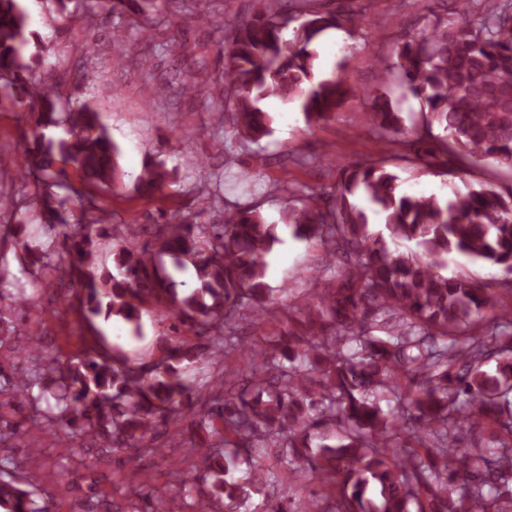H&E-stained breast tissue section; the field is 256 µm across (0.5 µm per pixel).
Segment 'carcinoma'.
Wrapping results in <instances>:
<instances>
[{
	"instance_id": "carcinoma-1",
	"label": "carcinoma",
	"mask_w": 512,
	"mask_h": 512,
	"mask_svg": "<svg viewBox=\"0 0 512 512\" xmlns=\"http://www.w3.org/2000/svg\"><path fill=\"white\" fill-rule=\"evenodd\" d=\"M202 0H97L115 29L145 24L168 6ZM430 8L429 27L401 29L381 80L398 83L419 102L420 120L406 127L387 92L371 98L366 120L402 145V160L429 168L464 170L479 160L497 164L511 185L478 184L444 201L402 192L387 159L373 155L341 170L332 204L311 194L281 215L302 239L325 252L316 287L299 303L277 301L265 281L266 256L278 241L276 225L256 209L202 224L211 207L190 205L155 225L154 242L139 244L131 224H105L88 186L106 190L122 179L120 149L100 111L62 98V78L29 80L38 63V38L20 0H0V100L33 118L24 136L25 176L34 192L0 188V217L33 209L54 230L49 244L25 224L13 238L27 264L73 286L70 308L89 327L103 316L121 318L141 336L142 315L157 304L167 311L170 335L159 353L127 352L94 332L70 359L35 357L12 335L4 315L28 300L24 288H0V350L21 356L26 373L0 383V447L18 406L37 409L68 454L77 441L95 449L98 465L125 446L159 453L160 428L190 420L203 430L195 455L183 462L201 480L192 505L179 489L148 487L132 470L114 512H163L178 499L180 512H240L265 493V512H512V306L496 291L464 276L439 272L456 252L512 276V0H451ZM199 18L229 28L224 86L230 120L258 141L272 133L263 108L279 98L300 106L306 122L331 119L348 97L339 79L317 73L315 45L327 30L356 23L343 8H263L230 21L206 6ZM61 128L63 137L48 134ZM443 131L444 135L437 134ZM76 173L79 185L71 182ZM170 183L169 172L144 162L132 189L152 196ZM80 209L75 216L70 204ZM375 215L384 231L373 232ZM112 246V267L97 251ZM192 269L194 285L181 294L167 267ZM249 322L259 336L240 337ZM195 331L189 342L182 330ZM254 352L240 371L197 385L190 377L205 358L212 365ZM394 402L388 410L382 401ZM334 438V445L313 439ZM254 448L276 449L275 466L259 463L236 476ZM319 482L296 497L280 488L276 468ZM39 452L28 455L23 481L0 469L5 512H55L39 487Z\"/></svg>"
}]
</instances>
